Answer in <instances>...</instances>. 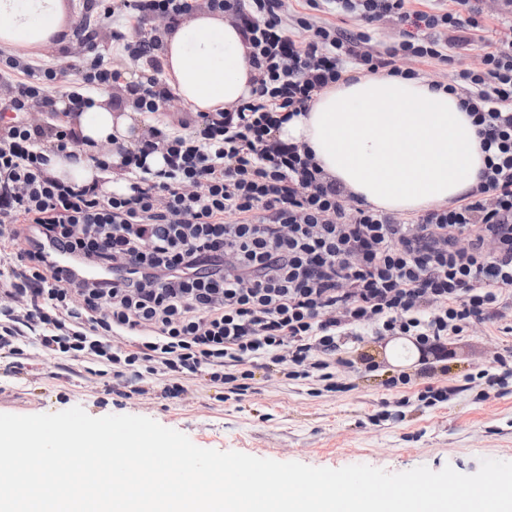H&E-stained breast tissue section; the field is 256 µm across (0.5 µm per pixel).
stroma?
Wrapping results in <instances>:
<instances>
[{
  "mask_svg": "<svg viewBox=\"0 0 512 512\" xmlns=\"http://www.w3.org/2000/svg\"><path fill=\"white\" fill-rule=\"evenodd\" d=\"M512 349V335L479 325L467 335L448 341V370L434 377L408 366L411 385L388 389L386 381L399 374L387 362L384 349L368 342L351 349L349 359L372 356L375 372L346 370L349 391L313 395L309 386L272 377L257 394L240 402L219 399V390L203 378L189 382L179 399H126L105 394L110 380L81 367L66 369L48 359L27 373L14 374L0 359V413H55L78 406L93 417L109 414L144 416L187 435L198 447L237 451L278 462L339 469L366 464L390 473L426 466L438 471L450 466L475 473L481 459L512 461V384L505 395L477 400V384L468 377L480 369L501 374L491 357L493 349ZM452 388L448 402L428 408L416 395L428 382ZM410 402L396 423H372L382 402L401 397Z\"/></svg>",
  "mask_w": 512,
  "mask_h": 512,
  "instance_id": "1",
  "label": "stroma"
}]
</instances>
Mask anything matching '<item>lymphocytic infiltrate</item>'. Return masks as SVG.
I'll list each match as a JSON object with an SVG mask.
<instances>
[{
    "instance_id": "obj_1",
    "label": "lymphocytic infiltrate",
    "mask_w": 512,
    "mask_h": 512,
    "mask_svg": "<svg viewBox=\"0 0 512 512\" xmlns=\"http://www.w3.org/2000/svg\"><path fill=\"white\" fill-rule=\"evenodd\" d=\"M94 0L70 34L67 94L124 86L140 117L163 111L171 92L157 63L165 26L205 8L243 30L257 72L252 97L202 114L190 134L152 126L114 149L130 184L76 188L48 172L79 141L35 114L66 66L0 47V356L24 370L42 356L84 363L128 394L184 395L208 377L225 399L256 391V374L315 381L334 392L344 357L363 336L409 340L421 364L446 361L449 337L474 323L512 334V0ZM360 21L354 32L319 13ZM134 15L139 31L121 21ZM390 22L397 43L373 48ZM481 49L480 63L448 83L481 139L485 168L463 198L414 223L364 204L326 177L313 155L278 139L352 67L420 78V62H453ZM406 59L403 67L394 58ZM148 77L121 83L125 60ZM162 153L163 168L146 160ZM234 221H226V214ZM30 233L27 251L9 245Z\"/></svg>"
}]
</instances>
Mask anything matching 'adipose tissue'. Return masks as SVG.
<instances>
[{"mask_svg":"<svg viewBox=\"0 0 512 512\" xmlns=\"http://www.w3.org/2000/svg\"><path fill=\"white\" fill-rule=\"evenodd\" d=\"M64 0H0V43L35 48L65 33ZM163 77L193 112H219L249 97L256 75L243 32L223 14L199 9L167 32ZM76 156L54 157L50 172L63 182L105 181L93 159L104 144L136 143L145 133L136 113L113 105L108 92L72 112ZM279 137L304 143L319 167L374 209L417 213L445 206L474 187L485 155L477 129L455 96L421 79L355 74L321 91L308 111L284 123Z\"/></svg>","mask_w":512,"mask_h":512,"instance_id":"ef3b65f1","label":"adipose tissue"}]
</instances>
